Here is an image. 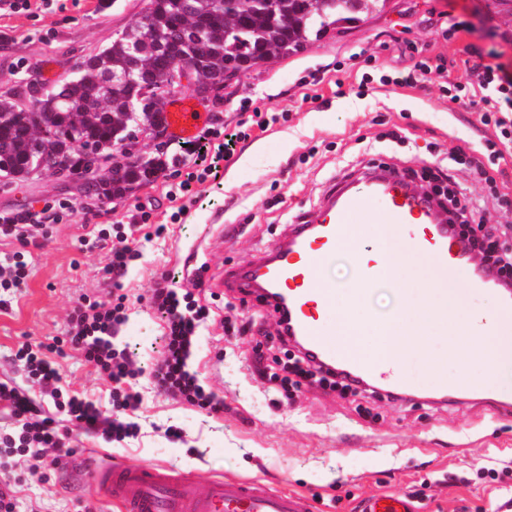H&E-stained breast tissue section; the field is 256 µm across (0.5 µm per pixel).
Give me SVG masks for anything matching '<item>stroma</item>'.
<instances>
[{
    "mask_svg": "<svg viewBox=\"0 0 512 512\" xmlns=\"http://www.w3.org/2000/svg\"><path fill=\"white\" fill-rule=\"evenodd\" d=\"M146 6L147 0H78L36 18L0 17V29L10 35L0 43V96L70 78ZM452 18L467 22L469 31L450 32ZM470 43L495 52L496 63L512 69V0H388L383 12L253 69L224 104L200 102L207 115L201 131L212 137L250 124L257 107L277 113L278 120L264 132L250 124L248 138L219 162L217 178L197 186L177 224L170 215L178 205L166 197L167 183L179 179L172 166L119 199L86 195L80 182L44 173L0 183V211L39 208L48 198L78 207L73 220L48 225L36 244L23 247L0 237V253L23 251L28 263L26 279L0 307V380L37 392L12 360L19 345L64 336L80 297L108 303L117 287L127 297V320L116 345L143 371L131 383L143 396L138 438L115 446L99 435L73 432L62 463L33 474L27 458H16L15 512H118L86 468L91 461L105 467L117 459L191 470L202 480L257 479L308 496L315 512H360L364 500L378 493L406 494L418 512H503L512 502L510 413L374 396L376 415L366 418L347 400L315 387L275 391L252 376L247 345L225 335L218 320L201 330L197 362L224 397L222 417L154 392L146 376L164 345L163 319L148 302L157 273L176 272L179 287L189 288L198 268L206 287H213L226 269L268 249L287 225L318 206L347 162L361 159L365 149L395 169L433 167L461 148L483 150L490 129L475 108L448 94L449 83L470 79L464 66ZM423 53L446 61L447 82L423 88L380 83V75L408 73ZM365 75L371 81L363 88ZM338 77L344 81L340 90L333 84ZM309 82L318 95L313 102L302 99ZM486 171L484 182L463 165L453 174L479 203L485 223L512 225V195H492L489 181L497 167L487 165ZM144 208L152 210L153 223L167 225L164 235L148 236L140 222ZM228 224L239 227L230 238L224 235ZM100 234L106 247L94 244ZM125 246L134 257L116 286L111 251ZM447 348V333L434 331L427 352L411 353L402 364V375L419 394H433L440 378L463 374L501 389V377L488 363L445 360ZM52 360L70 394L109 405L112 381L80 353L69 350ZM171 425L184 431V442L166 439ZM484 467L500 470V478L482 477Z\"/></svg>",
    "mask_w": 512,
    "mask_h": 512,
    "instance_id": "obj_1",
    "label": "stroma"
}]
</instances>
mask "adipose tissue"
Listing matches in <instances>:
<instances>
[{"label":"adipose tissue","mask_w":512,"mask_h":512,"mask_svg":"<svg viewBox=\"0 0 512 512\" xmlns=\"http://www.w3.org/2000/svg\"><path fill=\"white\" fill-rule=\"evenodd\" d=\"M345 306L337 316L332 333L340 342L352 344L366 324L365 305L354 302L348 283H340L336 289ZM422 288H404L403 300L390 313L394 324V334L389 343L381 348L382 355L396 361H404L411 351L409 340L420 326L427 325L435 330H449L448 350L455 357L470 355L468 341L475 329L472 312L462 311L459 299L453 294H445L434 302H422ZM496 329L484 337V361L500 371H512V314L494 312L490 315Z\"/></svg>","instance_id":"obj_1"}]
</instances>
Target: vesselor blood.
<instances>
[{
	"label": "vessel or blood",
	"instance_id": "obj_1",
	"mask_svg": "<svg viewBox=\"0 0 512 512\" xmlns=\"http://www.w3.org/2000/svg\"><path fill=\"white\" fill-rule=\"evenodd\" d=\"M170 127L183 139L194 137L205 122L193 99L178 98L168 115ZM408 179L395 174L345 176L327 194L324 203L304 223L289 225L267 251L226 274L222 283L232 295L246 291L259 298L277 318L276 329L286 341L310 354L317 368L338 371L356 384L384 392L399 401L416 400V392L398 373L396 365L379 356L365 361L337 356L324 328L336 295V284L323 274L325 265L348 236H356L352 284L357 301L367 300L374 288L384 286L401 293L405 270L389 245L403 238L422 255L433 258L444 287L463 300L483 293L495 273L482 271L454 227L437 221ZM376 232H369V225ZM431 405L478 404L492 413L512 412V400L491 395L480 383L467 380L448 384L440 380ZM94 478L126 512H313L310 501L262 483L236 478L205 482L190 473L164 465H127L113 462ZM362 512H414L400 494L382 500L368 498Z\"/></svg>",
	"mask_w": 512,
	"mask_h": 512
}]
</instances>
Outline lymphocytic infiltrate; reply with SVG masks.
<instances>
[{"mask_svg": "<svg viewBox=\"0 0 512 512\" xmlns=\"http://www.w3.org/2000/svg\"><path fill=\"white\" fill-rule=\"evenodd\" d=\"M473 82L467 93L471 103L479 106L481 121L493 126L494 139L486 140L493 147L495 139L512 141V74L502 66L475 63L470 67ZM202 141L188 143L184 152L183 179L170 185L171 199H193L195 186L211 175L212 166H200L197 160ZM66 205L57 200H45L41 209L22 212H0V234L15 238L21 245L44 234L47 225L61 220ZM460 235L471 247L493 261L503 278H512V226L461 222ZM194 289L176 287L171 272H161L154 281L149 301L165 319L164 347L150 369L151 385L159 393L183 405L205 411L208 415L223 414L224 399L200 377L194 366V349L201 327L211 318L212 309L199 290L202 276H195ZM126 320V306L118 301L104 304L84 297L73 308L68 321L65 344L81 352L114 384L112 416H104L93 402L64 393L58 371L51 362L32 347L20 348L16 357L22 362L33 384L53 402V411H46L27 390L10 382L0 381V401L7 402L16 419L12 432L0 434V471L7 469L8 460L20 453L40 462L50 450L65 448L73 430L102 432L107 440L122 443L137 437L140 428L134 417L143 398L129 389L127 382L139 374L126 350L114 347L111 338ZM267 352H254L252 362L261 380L269 388L292 391L306 385H316L349 400L362 414L365 390L351 387L338 378L322 375L309 356L288 349L284 339L265 335Z\"/></svg>", "mask_w": 512, "mask_h": 512, "instance_id": "lymphocytic-infiltrate-1", "label": "lymphocytic infiltrate"}]
</instances>
